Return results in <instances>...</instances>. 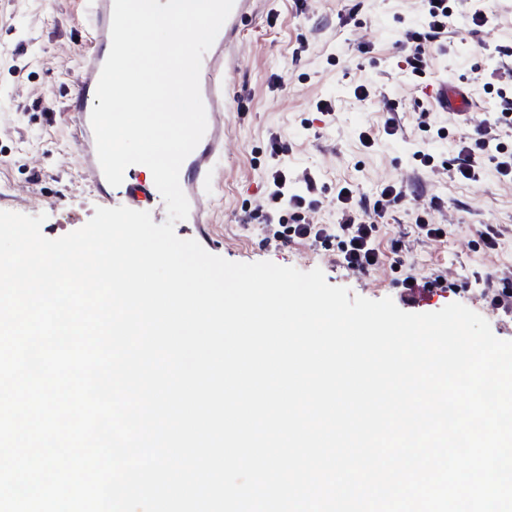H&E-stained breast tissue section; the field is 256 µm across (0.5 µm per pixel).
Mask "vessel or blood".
Masks as SVG:
<instances>
[{"mask_svg": "<svg viewBox=\"0 0 512 512\" xmlns=\"http://www.w3.org/2000/svg\"><path fill=\"white\" fill-rule=\"evenodd\" d=\"M85 18L91 33V44L85 51L82 71L77 83L76 103L71 106L75 139L82 163L95 174L94 187L104 191L105 176L98 162L95 138L90 122L91 112L81 104L82 98L94 95L111 47L113 0H82ZM253 7V0H234L233 9L220 29L212 47L205 53L200 73V90L207 115V130L194 151L184 160L180 169V185L185 193L191 224L209 223L204 204L210 193L217 162L224 154V107L228 84L224 78V49L237 31L241 18ZM437 107L443 112H471L474 102L465 87L441 82L434 93ZM143 165L130 166L120 186L118 201L135 207L147 202L164 208L165 203L153 181L139 182L137 174Z\"/></svg>", "mask_w": 512, "mask_h": 512, "instance_id": "vessel-or-blood-1", "label": "vessel or blood"}]
</instances>
